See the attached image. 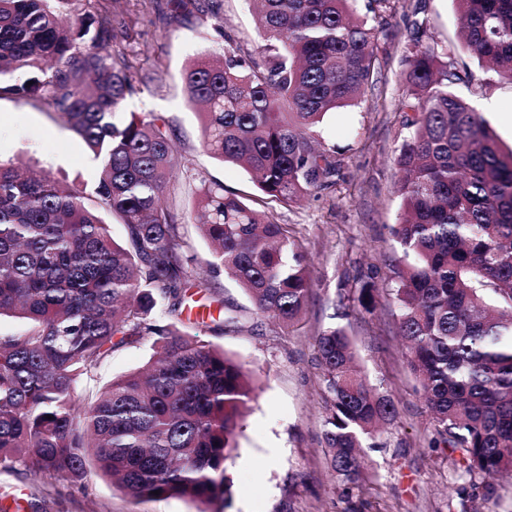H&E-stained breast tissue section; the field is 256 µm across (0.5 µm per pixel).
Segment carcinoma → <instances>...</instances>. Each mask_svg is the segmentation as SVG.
<instances>
[{"mask_svg":"<svg viewBox=\"0 0 512 512\" xmlns=\"http://www.w3.org/2000/svg\"><path fill=\"white\" fill-rule=\"evenodd\" d=\"M80 2L0 0V98L62 115L100 161L89 188L0 161V317L25 323L0 333V469L74 486L95 471L137 501L227 502L225 463L255 387L242 362L167 321L187 292L211 290L166 204L179 176L196 181L189 221L211 246L209 268L224 270L256 314L295 321L311 271L284 225L181 168L165 124L134 113L114 121L137 87L110 52V19ZM250 2L259 51L242 53L218 24L224 60L185 70L187 102L215 159L253 172L271 198L301 201L336 175L318 128L365 94L377 35L353 17L354 0ZM455 2L459 44L415 37L405 50L399 109L409 132L395 157L402 212L387 295L435 444L468 477L461 496L512 475V150L452 87L472 82L457 67L462 51L512 82V0ZM102 210L126 226L127 245ZM145 338L154 354L143 368L76 403L77 386L114 348ZM316 347L330 468L355 484L363 442L395 404L358 368L344 328L324 330Z\"/></svg>","mask_w":512,"mask_h":512,"instance_id":"1","label":"carcinoma"}]
</instances>
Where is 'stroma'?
I'll list each match as a JSON object with an SVG mask.
<instances>
[{"label":"stroma","mask_w":512,"mask_h":512,"mask_svg":"<svg viewBox=\"0 0 512 512\" xmlns=\"http://www.w3.org/2000/svg\"><path fill=\"white\" fill-rule=\"evenodd\" d=\"M216 5L243 48L260 39L246 0H201ZM112 54L125 58L139 83L119 116L148 115L165 123L181 164L223 182L246 203L265 210L302 245L312 287L298 323L286 326L259 316L246 293L223 272L210 273L212 310L235 315L185 319L190 333L239 358L258 386L226 464L232 498L223 512H512V478L489 480L458 498L453 490L468 479L448 449L432 445L435 425L407 363L396 331L399 310L385 293L394 283L396 224L402 200L395 150L407 134L398 103L405 92L403 55L415 23L425 22L423 41L455 42L459 19L453 0H356L357 14L377 29L373 84L358 105L328 114L321 141L336 151L332 184L298 203L267 198L244 169L225 165L202 145L201 124L188 105L181 75L194 59H216L224 39L215 19L172 18L169 0H109ZM475 85L455 92L472 100L503 149L512 148V83L462 57ZM30 166L77 186L93 184L98 167L84 141L59 116L15 99H0V161ZM366 281L380 293L373 311L343 308L340 296L357 293ZM331 326L352 338L370 382L393 398L394 421L364 448L365 470L357 485L344 487L333 474L322 444L325 404L316 359V337ZM149 343L114 349L77 389L88 401L118 376L144 365ZM47 503L48 512H198L181 498L137 503L108 479L90 476L86 488L45 479L30 482L0 471V512H13L14 496Z\"/></svg>","instance_id":"stroma-1"}]
</instances>
